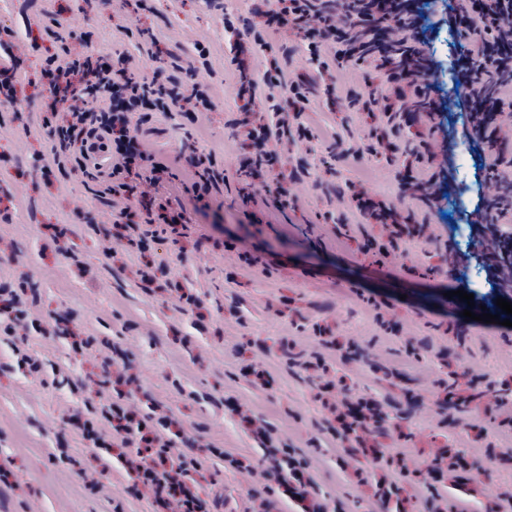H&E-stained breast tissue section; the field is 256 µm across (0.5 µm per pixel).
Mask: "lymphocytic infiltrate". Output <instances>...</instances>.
Masks as SVG:
<instances>
[{"label":"lymphocytic infiltrate","instance_id":"lymphocytic-infiltrate-1","mask_svg":"<svg viewBox=\"0 0 512 512\" xmlns=\"http://www.w3.org/2000/svg\"><path fill=\"white\" fill-rule=\"evenodd\" d=\"M276 7L265 21L266 29L282 32L303 30L315 38V47L336 46L339 62L365 64L382 73L388 85L378 97L379 119L385 123L402 118L407 112L432 113L435 87L429 78L432 59L418 35L422 17L411 0H275ZM445 20L466 41L464 66L458 72L456 106L469 115V123L459 130H444L439 172H452L454 145L464 139L476 147L498 143L506 93H512V55L500 52V45L512 42V0H487L480 11H472L469 0H445ZM386 42H379L378 33ZM54 95L75 94L77 82H96L111 93V109H72L57 129L59 144L54 152L57 165H64L71 154L87 156L96 134H103L104 151L112 152L111 169L91 171L99 196L116 195L127 189L129 177L145 182H160L169 172L165 158L148 150H129L138 135L132 129L126 109L143 106L160 112L171 111L180 103L193 111L209 109L210 100L201 84H193L188 93L166 92L163 86L148 82L134 73L113 74L106 64L89 70L77 62L62 61L47 72ZM284 98L286 109H298L306 96L298 84L279 76H265L263 82L249 81L244 112H251L257 99ZM487 180L499 190L480 197L471 212V221L487 228L499 251H490L484 237H475L468 256L482 266L493 287L512 282V177L490 164ZM113 438L121 444L137 445L135 458L128 460L129 470L153 495L178 493L183 512H204L203 502L186 483L190 472L203 470L200 459L174 461L171 442L157 434L150 416L136 417L117 413Z\"/></svg>","mask_w":512,"mask_h":512}]
</instances>
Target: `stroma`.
<instances>
[{"label":"stroma","mask_w":512,"mask_h":512,"mask_svg":"<svg viewBox=\"0 0 512 512\" xmlns=\"http://www.w3.org/2000/svg\"><path fill=\"white\" fill-rule=\"evenodd\" d=\"M272 0H0V50L18 69L16 99L0 102V287L24 288L25 327L0 314V512H156L126 461L135 446H95L116 404L137 414L154 404L179 424L175 452L205 460L194 483L213 512H301L265 477L270 446L294 460L324 512H437L463 500L469 512H512V436L495 395H512V327L464 317L475 306L496 315L512 288L491 287L463 259L478 234L468 214L497 191L478 175L480 160L459 146L454 179L431 205L403 192L413 153L439 151L431 122L458 120L454 107L434 120L412 115L381 127L352 99L375 91L382 75L347 67L336 84L319 80L304 34L269 33L256 45ZM236 31L227 33L225 21ZM439 61L434 78L452 89L460 40L428 30ZM240 42L255 81L279 69L310 94L294 126L309 133L281 150L276 172L290 205L276 221L245 203L240 167L253 152L240 126L243 102L231 45ZM157 43L160 60L147 43ZM129 62L157 83L208 88L207 112H153L143 129L171 160L175 179L134 181L132 197L96 196L76 163L58 167L49 120L68 103L51 94L45 71L66 53ZM383 140L355 159L352 147ZM212 155L223 179L206 190L179 181L196 154ZM385 201L423 235L402 238L377 263L367 251L382 239L365 223L354 190ZM170 201L189 227L145 249L127 246L117 223L129 203ZM159 273L138 275L146 261ZM117 352L109 368L102 354ZM37 360L29 372L21 355ZM321 355L325 375L304 369ZM375 400L378 430L354 443L338 433L320 395ZM267 421L272 443L246 429L236 406ZM449 450L460 471L430 478ZM245 456L243 467L225 455Z\"/></svg>","instance_id":"stroma-1"}]
</instances>
